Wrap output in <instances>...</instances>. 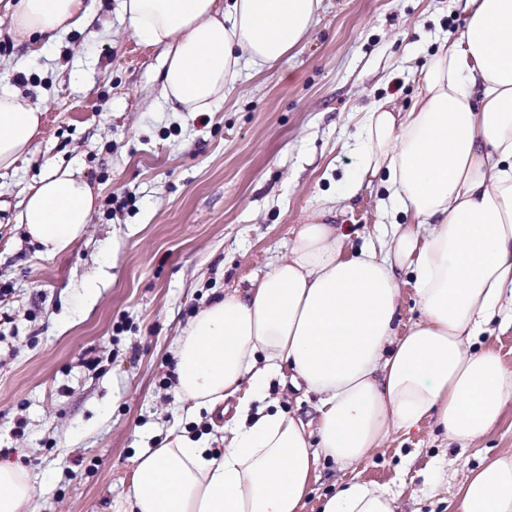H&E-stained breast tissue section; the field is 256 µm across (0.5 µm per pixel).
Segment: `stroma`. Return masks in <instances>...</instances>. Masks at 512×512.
<instances>
[{
	"mask_svg": "<svg viewBox=\"0 0 512 512\" xmlns=\"http://www.w3.org/2000/svg\"><path fill=\"white\" fill-rule=\"evenodd\" d=\"M39 54L0 35V70L44 106L30 153L0 173V458L33 477V512H111L143 448L185 427L170 349L214 294L250 287L358 168L360 118L415 100L430 55L458 37L456 0H325L278 64L243 74L212 111H169L159 48L119 0ZM81 166L98 194L85 236L39 253L15 217L48 165ZM382 176L325 221L346 253L376 240ZM512 452V404L479 443L431 420L394 434L357 479L399 512H462L483 455Z\"/></svg>",
	"mask_w": 512,
	"mask_h": 512,
	"instance_id": "stroma-1",
	"label": "stroma"
}]
</instances>
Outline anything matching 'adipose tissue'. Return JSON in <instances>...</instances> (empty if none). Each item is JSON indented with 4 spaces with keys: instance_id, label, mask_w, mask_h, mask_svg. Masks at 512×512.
Masks as SVG:
<instances>
[{
    "instance_id": "1",
    "label": "adipose tissue",
    "mask_w": 512,
    "mask_h": 512,
    "mask_svg": "<svg viewBox=\"0 0 512 512\" xmlns=\"http://www.w3.org/2000/svg\"><path fill=\"white\" fill-rule=\"evenodd\" d=\"M162 50L170 111H211L240 81L297 47L323 0H121ZM9 33L53 42L88 27L86 0H10ZM460 38L429 58L407 111L382 99L361 121L355 196L385 173L389 239L352 255L337 225H300L288 256L224 293L175 338L174 392L189 413L233 395L266 397L291 373L315 396L310 419L261 409L214 435L182 430L134 460L112 512H301L321 461L343 472L393 434L432 418L447 440H482L512 403V368L484 342L512 327V0H464ZM44 112L0 75V172L29 152ZM97 195L82 168L48 167L16 216L40 252L78 240ZM423 318L396 326L404 275ZM30 474L0 460V512H29ZM463 512H512V454L483 459L458 486ZM389 488L348 479L321 512H398Z\"/></svg>"
}]
</instances>
